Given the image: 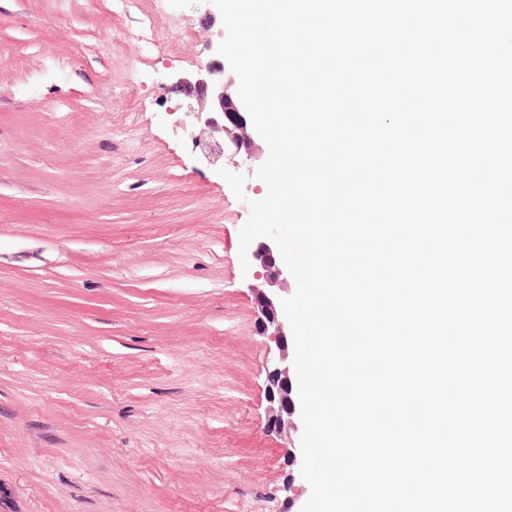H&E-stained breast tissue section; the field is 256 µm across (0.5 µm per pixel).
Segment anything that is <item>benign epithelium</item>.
Returning a JSON list of instances; mask_svg holds the SVG:
<instances>
[{"label": "benign epithelium", "mask_w": 512, "mask_h": 512, "mask_svg": "<svg viewBox=\"0 0 512 512\" xmlns=\"http://www.w3.org/2000/svg\"><path fill=\"white\" fill-rule=\"evenodd\" d=\"M178 92L188 102L196 141L202 146L204 159L215 163L224 156V146L234 148L232 156L246 161L256 159L252 152L253 134L248 119L224 85V61L214 59L196 71L180 75L175 81ZM262 272L255 285L256 299L263 311L264 332L275 344V351L268 358L270 427L278 431L298 430L295 417L298 398L293 371L288 365V321L285 317L281 292L287 289L278 247L271 239L259 244L253 254ZM302 457L297 449L288 451V489L302 485L300 469Z\"/></svg>", "instance_id": "1"}]
</instances>
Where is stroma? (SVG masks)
<instances>
[{
	"mask_svg": "<svg viewBox=\"0 0 512 512\" xmlns=\"http://www.w3.org/2000/svg\"><path fill=\"white\" fill-rule=\"evenodd\" d=\"M203 0H0V512H301L236 198L173 89Z\"/></svg>",
	"mask_w": 512,
	"mask_h": 512,
	"instance_id": "1",
	"label": "stroma"
}]
</instances>
